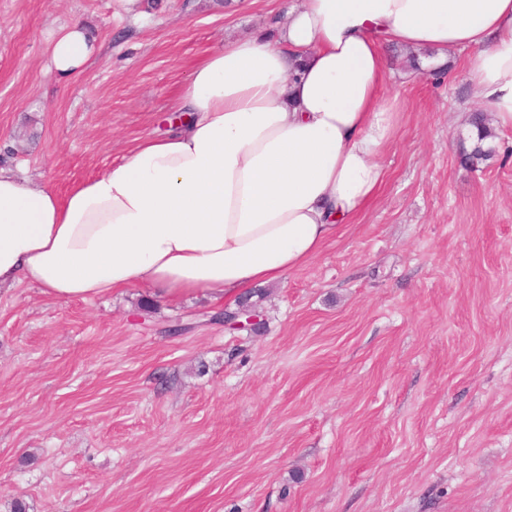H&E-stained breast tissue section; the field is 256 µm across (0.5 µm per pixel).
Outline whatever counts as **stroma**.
Returning <instances> with one entry per match:
<instances>
[{"label": "stroma", "instance_id": "stroma-1", "mask_svg": "<svg viewBox=\"0 0 512 512\" xmlns=\"http://www.w3.org/2000/svg\"><path fill=\"white\" fill-rule=\"evenodd\" d=\"M288 2L0 0V166L67 197L171 128L195 62L276 36ZM77 21L100 51L62 81L49 44ZM382 51L385 180L260 286L259 330L206 293L0 288V512H512V127L462 166L470 50L439 79ZM261 321V313L252 306L242 305L236 310H225L224 325L252 331Z\"/></svg>", "mask_w": 512, "mask_h": 512}]
</instances>
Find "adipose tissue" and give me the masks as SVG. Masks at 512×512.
Masks as SVG:
<instances>
[{"instance_id":"obj_1","label":"adipose tissue","mask_w":512,"mask_h":512,"mask_svg":"<svg viewBox=\"0 0 512 512\" xmlns=\"http://www.w3.org/2000/svg\"><path fill=\"white\" fill-rule=\"evenodd\" d=\"M384 41L424 50L432 71L448 50L476 48L472 97L512 127V0H290L277 37L225 42L192 67L183 123L66 199L0 168V288L242 296L307 265L384 180L399 124L397 99L381 94ZM95 50L73 23L51 68L74 76Z\"/></svg>"}]
</instances>
